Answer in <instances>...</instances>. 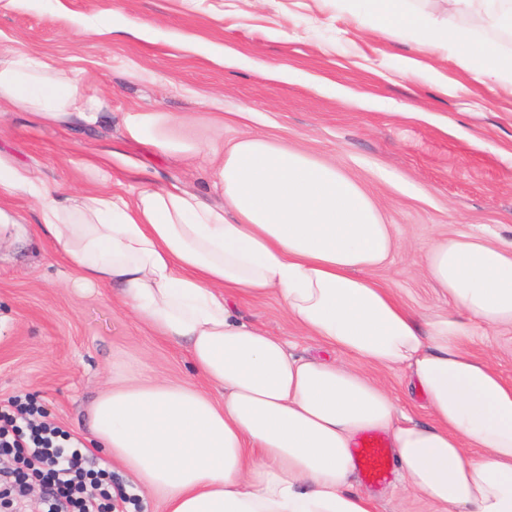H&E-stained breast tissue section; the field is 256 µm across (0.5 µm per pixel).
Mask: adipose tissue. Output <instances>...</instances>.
Here are the masks:
<instances>
[{
    "mask_svg": "<svg viewBox=\"0 0 512 512\" xmlns=\"http://www.w3.org/2000/svg\"><path fill=\"white\" fill-rule=\"evenodd\" d=\"M367 0L378 32L403 21L424 50L465 58L452 24L512 0ZM105 103L81 71L33 54H0V112L67 127L96 125ZM190 120L132 112L126 135L160 151L207 152L221 203L176 184L147 182L123 195L89 164L95 190L48 196L41 179L0 152V225L24 219L5 199L27 194L43 233L72 263L74 284L115 288L122 305L223 393L213 401L182 383L132 384L101 395L93 428L112 456L155 492L165 512H374L358 487L353 446L388 436L397 481L435 512H512V384L468 347L480 328H512V243L451 234L426 250L423 269L448 301L428 320L370 273L399 246L392 225L335 166L245 135L208 148L184 135ZM276 297L328 362L290 352L282 338L239 318L235 300ZM404 374L430 420L413 422L370 369Z\"/></svg>",
    "mask_w": 512,
    "mask_h": 512,
    "instance_id": "obj_1",
    "label": "adipose tissue"
}]
</instances>
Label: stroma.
Wrapping results in <instances>:
<instances>
[{"label": "stroma", "mask_w": 512, "mask_h": 512, "mask_svg": "<svg viewBox=\"0 0 512 512\" xmlns=\"http://www.w3.org/2000/svg\"><path fill=\"white\" fill-rule=\"evenodd\" d=\"M338 0H0V52H30L84 69L106 102L96 127L60 128L25 113L0 117V151L50 187L91 189L87 163L108 162L113 191L149 175L218 202L204 164L124 139L130 112L223 118L225 142L244 134L300 147L336 165L394 224L400 249L372 277L419 315L445 306L422 273V255L448 234L512 241V85L487 88L471 67L422 51L416 32L359 27ZM133 22L147 34L130 33ZM226 52L218 62L212 49ZM284 66L285 79L267 69ZM27 232L0 244V399L34 395L75 434L89 464L106 461L112 483L160 499L95 443L88 411L103 392L136 380L208 391L185 349L124 310L110 288L67 280L70 261L40 232L32 201L12 199ZM242 317L311 355L330 350L303 337L272 297L243 298ZM471 352L512 383V333L489 331ZM376 512H433L395 478L370 486Z\"/></svg>", "instance_id": "1"}]
</instances>
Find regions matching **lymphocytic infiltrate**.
Instances as JSON below:
<instances>
[{
    "instance_id": "1",
    "label": "lymphocytic infiltrate",
    "mask_w": 512,
    "mask_h": 512,
    "mask_svg": "<svg viewBox=\"0 0 512 512\" xmlns=\"http://www.w3.org/2000/svg\"><path fill=\"white\" fill-rule=\"evenodd\" d=\"M0 455L22 463L17 471H0V485L21 496L29 480L38 479L48 492L42 512H112L113 500L133 507L139 502L138 494L106 486V467L86 470L81 441L48 420L29 395L0 401Z\"/></svg>"
}]
</instances>
